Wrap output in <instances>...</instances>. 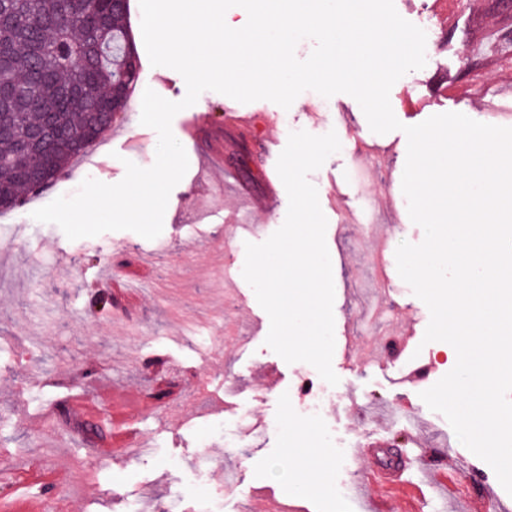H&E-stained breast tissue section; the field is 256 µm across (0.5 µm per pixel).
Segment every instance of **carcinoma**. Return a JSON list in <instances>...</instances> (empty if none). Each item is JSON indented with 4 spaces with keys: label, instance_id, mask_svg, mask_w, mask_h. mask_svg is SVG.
Instances as JSON below:
<instances>
[{
    "label": "carcinoma",
    "instance_id": "cac0c4a2",
    "mask_svg": "<svg viewBox=\"0 0 512 512\" xmlns=\"http://www.w3.org/2000/svg\"><path fill=\"white\" fill-rule=\"evenodd\" d=\"M128 4L112 0H0V212L18 207L31 169L54 183L124 113L140 65L128 28ZM121 95L112 99L114 86Z\"/></svg>",
    "mask_w": 512,
    "mask_h": 512
}]
</instances>
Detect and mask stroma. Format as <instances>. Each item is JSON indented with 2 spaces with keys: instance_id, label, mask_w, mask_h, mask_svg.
I'll use <instances>...</instances> for the list:
<instances>
[{
  "instance_id": "stroma-1",
  "label": "stroma",
  "mask_w": 512,
  "mask_h": 512,
  "mask_svg": "<svg viewBox=\"0 0 512 512\" xmlns=\"http://www.w3.org/2000/svg\"><path fill=\"white\" fill-rule=\"evenodd\" d=\"M411 23L427 19L433 30L424 68L407 73L390 92L396 118L416 125L457 112L485 122L483 105L512 104V52L489 43L512 30V0H394ZM141 84L171 101L186 95L183 77L152 66L140 53ZM229 97L203 92L215 138L186 144V177L172 190L163 230L148 240L130 230L69 240L52 223L33 219L36 209L73 195L88 177L120 182L126 162L151 167L158 135L136 112L112 127L70 163L66 176L19 208L0 213V465L60 481L59 512H132L143 496L167 498L173 512H364V501L333 497L336 484L352 482L379 465L373 448L397 458L403 475L381 476L369 493L387 512H448L449 499L487 512L498 501L512 512V495L494 470L467 449L447 419L420 394L447 374L443 342L424 343L426 304L401 277L386 299L385 317L408 355L369 354L377 325L363 311L381 282L363 229L377 226L384 246L421 243L402 191L407 137L373 133L358 102L307 90L290 108L268 101L245 104L256 117L279 119L277 136L336 132L341 148L309 174L327 219L326 245L338 263L334 276L332 367L322 418L305 408L312 396L302 383L316 377L305 362L287 363L265 343L270 319L242 276L245 237L229 238L240 203L229 188L198 178L214 141L229 142L226 161L251 186L250 199L267 240L285 221L287 193L266 204L265 140L254 130L243 143L224 129ZM213 216L198 222L195 206ZM232 254L237 293H221L224 256ZM145 265L150 286L130 315L113 312L106 289L91 276L127 274ZM265 430L252 456L227 447L241 426ZM325 457L323 475L299 490L287 466L302 438ZM149 453L128 458L136 439ZM344 452H337V443ZM263 462L251 468L252 458Z\"/></svg>"
}]
</instances>
